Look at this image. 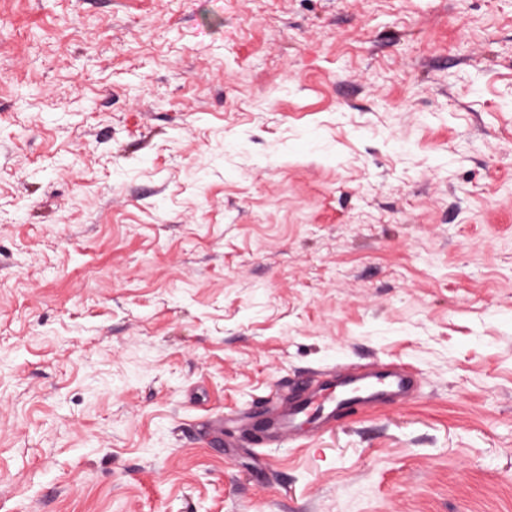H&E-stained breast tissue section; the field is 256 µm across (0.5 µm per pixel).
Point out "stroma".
<instances>
[{"instance_id": "1", "label": "stroma", "mask_w": 512, "mask_h": 512, "mask_svg": "<svg viewBox=\"0 0 512 512\" xmlns=\"http://www.w3.org/2000/svg\"><path fill=\"white\" fill-rule=\"evenodd\" d=\"M0 512H512V0H0ZM312 378L297 383L286 402L255 404L241 417L240 433L257 446L314 435L352 411H373L385 403L410 399L420 384L408 366L385 362L351 368L339 389L335 367L320 370Z\"/></svg>"}]
</instances>
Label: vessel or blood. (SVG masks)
<instances>
[{"mask_svg": "<svg viewBox=\"0 0 512 512\" xmlns=\"http://www.w3.org/2000/svg\"><path fill=\"white\" fill-rule=\"evenodd\" d=\"M419 384L417 374L403 364L374 362L352 368L341 378L335 369H324L312 380L297 383L288 401L255 404L241 418L242 433L257 446L295 440L349 413L410 399Z\"/></svg>", "mask_w": 512, "mask_h": 512, "instance_id": "b4317fda", "label": "vessel or blood"}]
</instances>
